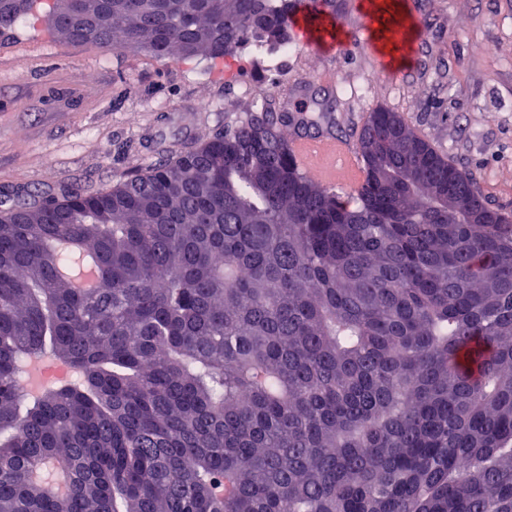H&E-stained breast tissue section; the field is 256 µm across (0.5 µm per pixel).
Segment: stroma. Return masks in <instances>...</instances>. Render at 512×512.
I'll return each instance as SVG.
<instances>
[{
    "label": "stroma",
    "mask_w": 512,
    "mask_h": 512,
    "mask_svg": "<svg viewBox=\"0 0 512 512\" xmlns=\"http://www.w3.org/2000/svg\"><path fill=\"white\" fill-rule=\"evenodd\" d=\"M345 42L332 51L299 44L284 66L309 89L337 132L379 108L408 124L458 166L472 170L492 204L512 208V0H408L421 25L406 67L364 88L381 62L355 0H340ZM52 0L0 35V195L63 185L94 193L136 170L199 145L263 106L267 57L247 46L227 59L159 57L68 43L48 21ZM499 48L487 54V45ZM249 93H240V86ZM219 102L207 112L201 100Z\"/></svg>",
    "instance_id": "stroma-1"
}]
</instances>
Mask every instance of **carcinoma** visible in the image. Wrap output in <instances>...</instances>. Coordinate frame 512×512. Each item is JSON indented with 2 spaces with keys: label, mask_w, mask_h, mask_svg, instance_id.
Returning a JSON list of instances; mask_svg holds the SVG:
<instances>
[{
  "label": "carcinoma",
  "mask_w": 512,
  "mask_h": 512,
  "mask_svg": "<svg viewBox=\"0 0 512 512\" xmlns=\"http://www.w3.org/2000/svg\"><path fill=\"white\" fill-rule=\"evenodd\" d=\"M337 0H85L69 43L222 59ZM28 13L0 0V34ZM264 109L112 188L0 210V512H512V211L403 117L348 193ZM101 287L58 277L55 242ZM48 349L82 388L19 392ZM84 271L82 275H75L68 266L59 268V276L77 292H86L99 287L95 274V260L91 255L83 254Z\"/></svg>",
  "instance_id": "obj_1"
}]
</instances>
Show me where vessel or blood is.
Segmentation results:
<instances>
[{
	"label": "vessel or blood",
	"mask_w": 512,
	"mask_h": 512,
	"mask_svg": "<svg viewBox=\"0 0 512 512\" xmlns=\"http://www.w3.org/2000/svg\"><path fill=\"white\" fill-rule=\"evenodd\" d=\"M365 14L369 21V35L373 48L382 58L384 69L405 58L411 49L416 29H385L379 23L374 0H366ZM294 26L304 43L333 48L343 42L345 30L332 19L314 22L306 11L294 16ZM290 149L297 165L313 179L323 182L342 180L351 184L360 183L363 169L355 147L346 140L337 138L329 131L317 134H294Z\"/></svg>",
	"instance_id": "b4317fda"
}]
</instances>
